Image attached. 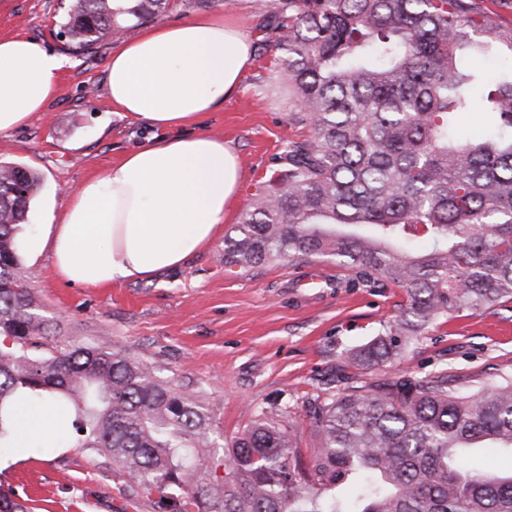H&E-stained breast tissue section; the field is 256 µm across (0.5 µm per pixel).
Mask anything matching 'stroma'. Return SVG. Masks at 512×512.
<instances>
[{
  "label": "stroma",
  "instance_id": "obj_1",
  "mask_svg": "<svg viewBox=\"0 0 512 512\" xmlns=\"http://www.w3.org/2000/svg\"><path fill=\"white\" fill-rule=\"evenodd\" d=\"M71 0H6L0 38L26 36L67 59L45 111L0 134V161L39 177L20 240V273L35 293L51 335L101 342L153 365L159 374L211 404L225 437L236 436L265 410L283 411L301 454L316 446L309 411L322 390L335 388L352 348L382 331L405 295L387 282L363 281L333 263L274 261L229 273L224 238L238 224L255 186L282 152L285 138L308 131L290 123L288 89L276 55L257 28L270 0H171L164 22L223 12L251 39L254 55L241 87L223 106L189 126L222 137L244 174L237 205L212 242L181 267L153 280L107 288L71 287L53 272L50 251L32 254L29 240L49 216H61L71 193L97 170L118 161L154 132L113 112L105 96V64L114 42L76 52L58 30ZM451 376L474 387L512 373V303L463 311L428 329L406 358L351 377L384 373ZM0 488L26 491L34 512H159L153 500L132 498L111 459L92 448H46L36 455L0 450Z\"/></svg>",
  "mask_w": 512,
  "mask_h": 512
}]
</instances>
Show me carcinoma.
I'll list each match as a JSON object with an SVG mask.
<instances>
[{
	"label": "carcinoma",
	"instance_id": "cac0c4a2",
	"mask_svg": "<svg viewBox=\"0 0 512 512\" xmlns=\"http://www.w3.org/2000/svg\"><path fill=\"white\" fill-rule=\"evenodd\" d=\"M113 0H71L60 33L84 53L116 35ZM170 0H129L139 22ZM271 31L288 82L289 141L224 238V267L318 260L400 288V315L345 356L374 370L467 310L512 302V28L465 0H272ZM506 59L491 78L477 57ZM482 102L488 126L466 136ZM39 185L0 163V449L25 392L73 414L55 446L112 459L136 498L160 512H512V377L463 389L445 374L384 376L315 399L318 448L293 449L283 414L262 412L223 441L205 395L100 343L47 334L19 275V240ZM13 489L0 512H32Z\"/></svg>",
	"mask_w": 512,
	"mask_h": 512
}]
</instances>
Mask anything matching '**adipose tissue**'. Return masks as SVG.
<instances>
[{
  "mask_svg": "<svg viewBox=\"0 0 512 512\" xmlns=\"http://www.w3.org/2000/svg\"><path fill=\"white\" fill-rule=\"evenodd\" d=\"M251 59L248 36L220 12L143 29L113 50L110 104L161 135L85 180L32 241L33 251L50 247L59 279L84 287L150 279L210 243L242 171L223 138L184 128L237 93ZM65 64L29 38L0 39V133L45 110ZM69 421L53 404L19 400L12 446L38 452L48 426L63 430Z\"/></svg>",
  "mask_w": 512,
  "mask_h": 512,
  "instance_id": "1",
  "label": "adipose tissue"
}]
</instances>
